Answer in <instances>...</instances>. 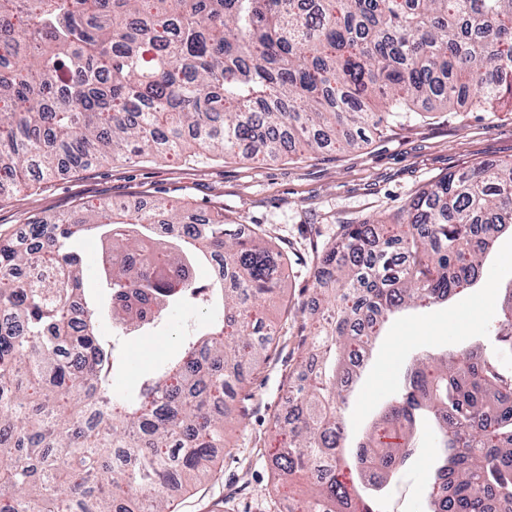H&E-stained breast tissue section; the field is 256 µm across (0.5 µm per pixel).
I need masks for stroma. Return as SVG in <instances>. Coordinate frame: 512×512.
<instances>
[{
    "label": "stroma",
    "mask_w": 512,
    "mask_h": 512,
    "mask_svg": "<svg viewBox=\"0 0 512 512\" xmlns=\"http://www.w3.org/2000/svg\"><path fill=\"white\" fill-rule=\"evenodd\" d=\"M512 159V112L459 107L388 124L360 147L255 162L213 156L134 158L63 171L33 183L22 196L0 197V236L24 235L37 219L69 211L79 202L130 204L164 200L191 213L222 215L225 221L261 229L285 258L286 288L265 307L276 327L271 357L242 389L238 417L226 423V445L214 449L208 477L191 487L169 488L173 512H288L306 498L312 476L275 482L271 456L281 437L273 427L288 377L308 355L300 309L313 294V271L339 225L394 220L398 209L429 184L478 163ZM97 232L83 235L84 285L101 307L100 332L111 337V306L98 256ZM512 254V226L498 235L476 285L448 302L389 320L342 408L350 437H358L397 395L404 366L421 351L434 354L478 344L487 353L499 344L490 328L500 316V299L512 275L502 259ZM194 305L168 314L152 329L124 337L129 360L115 374L112 392L131 391L140 377L177 354L188 326H203ZM499 353V352H498ZM417 452L388 486L383 512H424L425 492L437 453L428 427H420Z\"/></svg>",
    "instance_id": "35a3bbf8"
}]
</instances>
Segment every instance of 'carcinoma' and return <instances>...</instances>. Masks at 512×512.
Instances as JSON below:
<instances>
[{"instance_id":"obj_1","label":"carcinoma","mask_w":512,"mask_h":512,"mask_svg":"<svg viewBox=\"0 0 512 512\" xmlns=\"http://www.w3.org/2000/svg\"><path fill=\"white\" fill-rule=\"evenodd\" d=\"M455 106L512 108V0H0V194L109 159L354 148L401 112ZM134 224L191 252L153 249ZM507 224L512 163L446 175L397 224L339 225L301 309L311 362L274 420L288 435L276 476H315L297 512H380L424 418L440 448L425 512H512V369L499 358L417 357L353 454L337 412L390 316L472 287ZM90 225L110 241L112 322L208 310L179 358L117 398L121 357L74 249ZM198 256L220 263L216 279L186 273ZM283 270L257 229L165 201L82 203L0 237V512H171L168 485L208 471L231 402L269 358L260 313ZM494 335L512 352V289Z\"/></svg>"}]
</instances>
